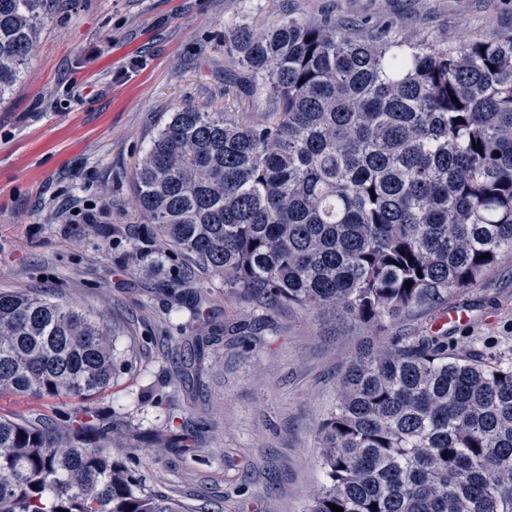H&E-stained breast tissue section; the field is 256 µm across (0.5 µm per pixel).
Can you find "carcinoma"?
<instances>
[{"label": "carcinoma", "instance_id": "carcinoma-1", "mask_svg": "<svg viewBox=\"0 0 512 512\" xmlns=\"http://www.w3.org/2000/svg\"><path fill=\"white\" fill-rule=\"evenodd\" d=\"M50 2L0 0V101ZM134 187L162 243L224 287L380 329L512 259V34L450 45L391 24L228 23L224 111L169 113ZM194 316L220 339L200 293ZM112 372L101 316L0 292V394L85 398ZM123 447L95 416H0V512H190L146 488ZM321 459L308 512H512V363L454 351L444 328L362 346Z\"/></svg>", "mask_w": 512, "mask_h": 512}]
</instances>
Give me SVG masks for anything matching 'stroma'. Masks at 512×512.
<instances>
[{
	"mask_svg": "<svg viewBox=\"0 0 512 512\" xmlns=\"http://www.w3.org/2000/svg\"><path fill=\"white\" fill-rule=\"evenodd\" d=\"M392 23L413 42L512 30V0H56L20 84L0 106V290H37L104 315L112 382L87 399L0 394V415L57 425L90 412L136 445L146 487L208 512H307L327 476L321 426L339 376L371 330L340 316L262 309L176 250L147 249L134 166L162 116L224 107V24ZM180 277L179 297L166 283ZM204 292L228 327L197 344ZM458 350L512 362V260L481 287L401 318L426 336L448 308ZM171 446H155V435Z\"/></svg>",
	"mask_w": 512,
	"mask_h": 512,
	"instance_id": "1",
	"label": "stroma"
}]
</instances>
